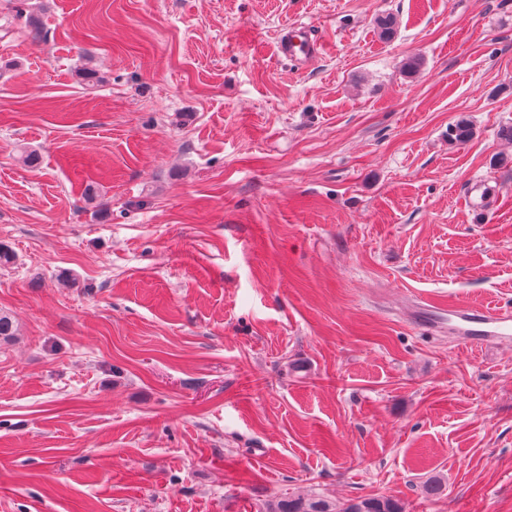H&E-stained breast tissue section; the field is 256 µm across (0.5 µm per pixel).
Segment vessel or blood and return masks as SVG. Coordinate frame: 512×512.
Instances as JSON below:
<instances>
[{
    "instance_id": "1",
    "label": "vessel or blood",
    "mask_w": 512,
    "mask_h": 512,
    "mask_svg": "<svg viewBox=\"0 0 512 512\" xmlns=\"http://www.w3.org/2000/svg\"><path fill=\"white\" fill-rule=\"evenodd\" d=\"M320 50L307 27L290 28L281 44L282 53L300 63L315 58ZM448 328L460 341L475 345H498L512 341V305L483 309L452 305L448 308Z\"/></svg>"
}]
</instances>
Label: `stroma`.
<instances>
[{
	"instance_id": "obj_1",
	"label": "stroma",
	"mask_w": 512,
	"mask_h": 512,
	"mask_svg": "<svg viewBox=\"0 0 512 512\" xmlns=\"http://www.w3.org/2000/svg\"><path fill=\"white\" fill-rule=\"evenodd\" d=\"M0 60V512H512V343L422 320L512 304V0H0ZM319 50V43L312 39L309 29L305 26L290 28L285 41L281 43V52L301 64L315 58ZM270 512H403V506L395 499L379 496H359L343 503L289 496L276 501Z\"/></svg>"
}]
</instances>
